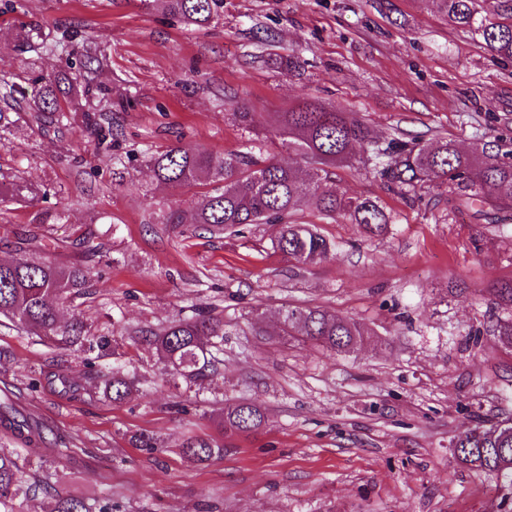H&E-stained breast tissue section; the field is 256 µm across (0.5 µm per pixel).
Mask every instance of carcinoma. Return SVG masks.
<instances>
[{"label": "carcinoma", "mask_w": 512, "mask_h": 512, "mask_svg": "<svg viewBox=\"0 0 512 512\" xmlns=\"http://www.w3.org/2000/svg\"><path fill=\"white\" fill-rule=\"evenodd\" d=\"M165 10L189 26L209 28L221 18L224 0H161ZM438 12L454 26L479 34L494 55L512 60V0H431ZM57 46L42 37L26 39L14 46L21 53L52 54ZM97 49H83L78 63L68 68L90 73L101 67ZM0 95L18 104V111L30 114L32 121L62 122L68 119L69 104L82 96L94 97L93 87L78 85L76 78L61 70L48 78L40 93L27 98L14 86L0 87ZM232 117L247 132L263 135L271 143L298 152L308 167L284 165L272 157L258 158L251 153L214 154L181 144L150 156L158 185L175 188L211 178L213 188L200 195L189 210L171 209L162 214L161 223L178 229L192 224L210 233L241 234L253 224H279L274 247L288 255L298 269L332 258L335 247L315 226L298 220L306 205L326 217H343L360 225L366 233L380 236L394 223L377 200L353 197L340 190L334 169L353 160V147L363 151L362 163L373 167L388 186L417 193L426 184L448 185V205L452 210H491L495 222L512 220V142L487 145L468 152L439 138L431 146L394 136L383 140L372 136L369 128L337 106L315 98L298 102L287 112H275L267 119L245 106ZM91 272L81 263L57 266L37 258H17L0 262V315L46 338L61 349L78 346L84 351H103L110 347L106 336L90 337L83 318L75 316L67 324L59 321L60 302L89 294ZM492 294L511 317L500 319L494 328L499 342L512 348V281L501 282ZM281 332L299 336L338 354L355 351L368 331L361 324L337 317L319 307L288 306L281 311ZM151 337L160 359L170 367L172 382L190 386L216 369L218 355L224 351V317L206 308L158 329L141 331ZM104 394L118 403L131 391L132 379L121 368L99 374ZM266 423L263 409L248 401L224 406L220 421L226 433H248ZM0 425L10 430L26 446L44 442V431L18 419L11 411H0ZM184 454L205 462L224 454V445L213 438L191 436L182 444ZM454 457L479 473L493 474L504 481L509 493L502 499L503 512H512V423L477 426L455 435ZM32 490L30 475L12 455L0 453V512H21V498ZM52 512H92L82 500L56 497Z\"/></svg>", "instance_id": "obj_1"}]
</instances>
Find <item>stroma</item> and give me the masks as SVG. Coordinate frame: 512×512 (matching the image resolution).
I'll return each mask as SVG.
<instances>
[{
  "label": "stroma",
  "mask_w": 512,
  "mask_h": 512,
  "mask_svg": "<svg viewBox=\"0 0 512 512\" xmlns=\"http://www.w3.org/2000/svg\"><path fill=\"white\" fill-rule=\"evenodd\" d=\"M35 30L57 41L55 55L8 51ZM87 40L107 58L92 83L110 105L112 144L80 120L54 133L12 113L0 185L28 184L37 195L0 205V260L20 257L16 234L39 214L43 260L74 261L79 240L98 237L106 250L88 263L90 293L60 318L81 312L89 335L114 340L121 356L62 351L0 316V403L71 446L63 458L48 444L34 453L0 427V452L42 484L23 512H47L68 493L113 512H498L504 488L458 465L452 440L512 418V349L493 332L504 312L490 291L512 279V224L450 212L444 187L414 198L387 189L356 161L336 167L337 185L377 199L393 224L370 236L306 208L301 222L337 256L297 271L272 247L277 225L230 236L162 224L202 186L159 188L148 158L179 143L246 151L237 107L284 112L311 97L380 136L493 146L512 139V60L449 24L431 0H224L223 17L205 30L138 0H0V83L33 95L39 73ZM288 55L299 69L278 65ZM288 306L320 307L370 334L347 355L281 336ZM195 307L224 318L222 363L174 388L137 332ZM115 364L134 381L117 404L98 378ZM58 370L71 393L51 380ZM240 400L260 405L266 426L221 434L225 404ZM142 434L159 450L135 448ZM190 435L222 439L223 455L188 459Z\"/></svg>",
  "instance_id": "1"
}]
</instances>
